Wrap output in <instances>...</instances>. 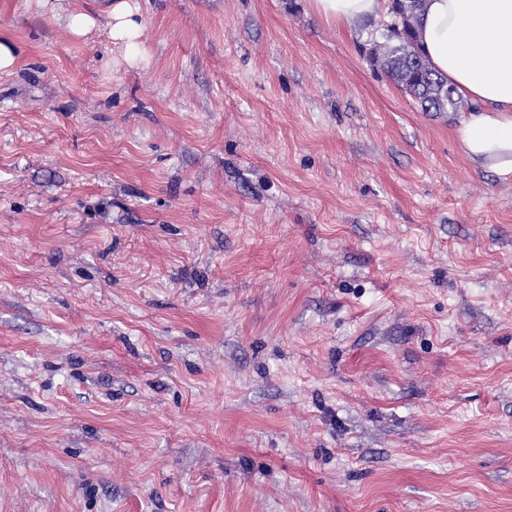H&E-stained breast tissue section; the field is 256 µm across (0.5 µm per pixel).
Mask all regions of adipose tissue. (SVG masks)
I'll return each instance as SVG.
<instances>
[{
	"instance_id": "1",
	"label": "adipose tissue",
	"mask_w": 512,
	"mask_h": 512,
	"mask_svg": "<svg viewBox=\"0 0 512 512\" xmlns=\"http://www.w3.org/2000/svg\"><path fill=\"white\" fill-rule=\"evenodd\" d=\"M325 20L349 26L378 15L381 0H310ZM139 0H113L112 43L129 49L143 33ZM419 40L432 66L447 76L472 110L458 136L464 154L512 174V0H426Z\"/></svg>"
}]
</instances>
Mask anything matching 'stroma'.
<instances>
[{
    "label": "stroma",
    "mask_w": 512,
    "mask_h": 512,
    "mask_svg": "<svg viewBox=\"0 0 512 512\" xmlns=\"http://www.w3.org/2000/svg\"><path fill=\"white\" fill-rule=\"evenodd\" d=\"M111 3L0 0V512H512V174L390 12ZM139 0H113L112 7L108 12L109 29L112 37V44L125 47V61L134 66L138 58L130 52L133 41L142 37L143 28L140 17Z\"/></svg>",
    "instance_id": "35a3bbf8"
}]
</instances>
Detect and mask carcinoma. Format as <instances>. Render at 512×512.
I'll return each mask as SVG.
<instances>
[{
	"label": "carcinoma",
	"mask_w": 512,
	"mask_h": 512,
	"mask_svg": "<svg viewBox=\"0 0 512 512\" xmlns=\"http://www.w3.org/2000/svg\"><path fill=\"white\" fill-rule=\"evenodd\" d=\"M425 0H392V22L382 40L366 48L370 64L381 70L424 112H455L459 101L448 80L435 72L418 43Z\"/></svg>",
	"instance_id": "obj_1"
}]
</instances>
